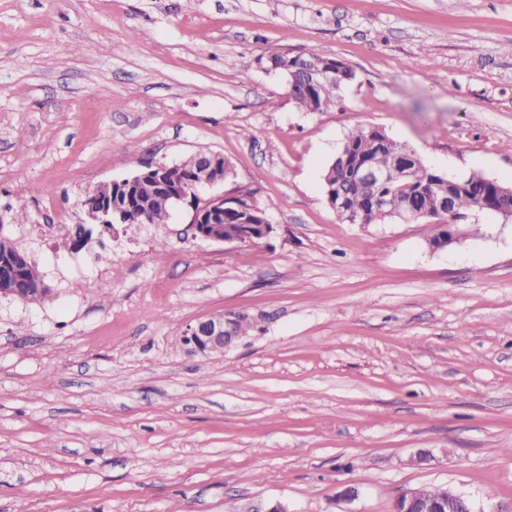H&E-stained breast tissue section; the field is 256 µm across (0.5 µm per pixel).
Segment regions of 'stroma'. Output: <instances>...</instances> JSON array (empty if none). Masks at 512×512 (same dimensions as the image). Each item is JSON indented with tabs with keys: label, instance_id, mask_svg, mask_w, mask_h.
Returning <instances> with one entry per match:
<instances>
[{
	"label": "stroma",
	"instance_id": "stroma-1",
	"mask_svg": "<svg viewBox=\"0 0 512 512\" xmlns=\"http://www.w3.org/2000/svg\"><path fill=\"white\" fill-rule=\"evenodd\" d=\"M283 52L355 78L298 111L240 66ZM360 125L512 182V0H0V234L51 293L0 297V512H391L439 484L512 512V217L441 250L342 221L323 173ZM203 147L267 239L194 237L180 204L74 246L88 191ZM230 311L247 336L186 350ZM252 327V318L243 312H228L199 322L183 336V344L194 353L224 352Z\"/></svg>",
	"mask_w": 512,
	"mask_h": 512
}]
</instances>
